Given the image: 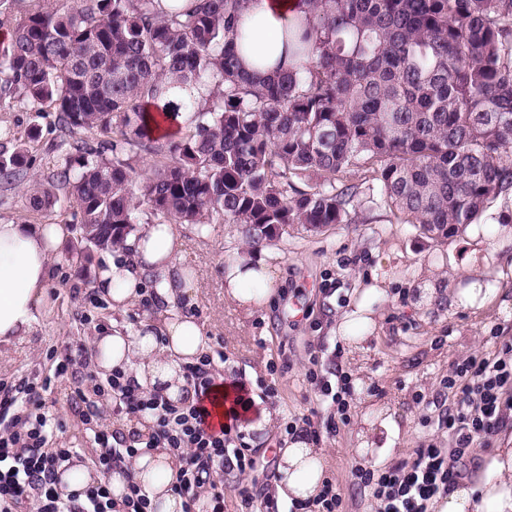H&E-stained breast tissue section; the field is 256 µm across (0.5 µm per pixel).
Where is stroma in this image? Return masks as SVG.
<instances>
[{
    "mask_svg": "<svg viewBox=\"0 0 512 512\" xmlns=\"http://www.w3.org/2000/svg\"><path fill=\"white\" fill-rule=\"evenodd\" d=\"M91 139L81 129L60 136L53 105L35 112L13 102L0 104V151L12 152L17 142H25L30 177L47 180L59 154ZM506 211L512 213V198L498 199L476 225L441 241L421 234L414 225L400 223L377 191L362 190L357 223L336 224L318 232L294 225L268 244L280 286L268 306L250 314L224 299V261L246 245L239 226L212 225L202 239L196 226L180 225L188 262L198 274L193 295L182 311L195 317L205 335L223 340L227 357L223 372L252 385L267 378L270 364L288 362L285 372L276 377L277 398H256V410L248 415L253 422L258 409L278 413L272 430L244 436L256 453L258 467L243 477L225 474L226 498H233L241 482L267 493L276 450L286 438V422L317 404L319 394L305 380L311 368L321 374L343 368L354 383L348 423L335 434L323 435L320 443L324 474L339 487L344 512H375L370 491L355 485L352 476L355 466L370 467L376 460L373 452L361 449V433H368L375 446L392 445L395 460L407 457L425 437L447 447V433L422 426L423 412L416 398L433 399L441 379L452 373L456 362L486 349L489 337L512 336V265L498 257L477 263L471 260L478 244H496L512 237V226L500 221ZM0 219L63 224L71 234L79 232V218L72 206L62 201L48 210H33L22 184H0ZM473 278L499 288V301L481 309L429 302V282L441 280L453 293ZM326 283L333 284V291H323ZM373 284L386 289L388 301L375 314L378 327L367 350L328 336L326 321L351 304L357 289ZM80 285L67 249H60L53 260L47 306L37 313L26 336L0 346V380L10 381L34 369L52 372L50 350L90 344L99 327L114 323L136 329L149 311L139 301L124 313L113 311L103 297L89 302L79 294ZM46 409L64 424L57 435L59 445L79 449L81 459H88L93 435L68 391L48 396ZM380 409L396 420L397 439H390L383 430L368 432L367 419Z\"/></svg>",
    "mask_w": 512,
    "mask_h": 512,
    "instance_id": "stroma-1",
    "label": "stroma"
}]
</instances>
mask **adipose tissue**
Segmentation results:
<instances>
[{
	"instance_id": "1",
	"label": "adipose tissue",
	"mask_w": 512,
	"mask_h": 512,
	"mask_svg": "<svg viewBox=\"0 0 512 512\" xmlns=\"http://www.w3.org/2000/svg\"><path fill=\"white\" fill-rule=\"evenodd\" d=\"M296 0H252L245 15L241 54L246 68L258 75L273 69L288 54L285 35L297 21ZM69 231L62 224L0 222V344L25 334L38 309L47 304L51 262ZM152 281L159 312L140 321L136 330L98 333L92 345L104 371L133 375L145 388H162L172 400L186 398L184 365L195 362L206 348L202 326L181 314L179 303L190 296L194 279L185 264L183 241L175 225L147 224L126 241L121 255L109 257L99 269L96 289L124 312L137 300L145 281ZM278 286L277 274L256 251L243 249L224 263V297L253 312L269 304ZM386 297L377 285L364 288L352 310L330 328L332 335L364 342L373 328V306ZM180 464L168 449L157 448L112 470L113 497L128 483L149 496L155 512H182L172 487ZM273 485L283 500H313L323 481L322 452L304 437L283 448ZM433 512H512V447L496 449L483 477L461 483L449 496L435 499Z\"/></svg>"
}]
</instances>
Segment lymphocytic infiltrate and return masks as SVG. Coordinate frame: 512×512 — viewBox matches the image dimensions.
<instances>
[{
    "label": "lymphocytic infiltrate",
    "instance_id": "lymphocytic-infiltrate-1",
    "mask_svg": "<svg viewBox=\"0 0 512 512\" xmlns=\"http://www.w3.org/2000/svg\"><path fill=\"white\" fill-rule=\"evenodd\" d=\"M225 360L223 350L210 348L198 362L184 366L183 378L195 395L191 403L171 400L162 390L147 389L133 377L114 374L107 383L113 417L151 421L147 434L128 441L116 439L101 426V401L78 393L84 404L82 416L95 428L93 462L101 478L96 485L67 495L58 490L60 476L78 452L55 447L60 424L47 416L42 394L54 379L67 375L72 354L59 359L52 374L1 380L0 512H152L139 486L129 484L117 501L109 483L114 464L158 447L171 449L182 464L172 487L183 500L182 512H224V472L245 475L258 466L251 450L241 443L238 416H230L218 432L206 422L204 402L214 385L212 370ZM306 380L322 399L330 400L335 412L325 416L319 409H310L292 417L285 432H301L317 442L322 433H336L348 421L354 388L351 378L340 370L328 377L311 369ZM434 407L424 421L447 431V448L425 438L408 458L388 467L353 469L358 485L371 490L377 512H429L431 501L447 495L461 479L459 461L472 458L476 448L493 447L500 433L512 428V336L496 337L490 349L458 362L444 379L443 397ZM235 498L237 512H343L342 495L330 481L324 483L316 501H297L287 509L273 498H257L247 485L236 488Z\"/></svg>",
    "mask_w": 512,
    "mask_h": 512
}]
</instances>
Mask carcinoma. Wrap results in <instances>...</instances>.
<instances>
[{
	"mask_svg": "<svg viewBox=\"0 0 512 512\" xmlns=\"http://www.w3.org/2000/svg\"><path fill=\"white\" fill-rule=\"evenodd\" d=\"M251 2L0 0L25 4L0 45V100L49 103L62 133L98 138L27 187L40 210L76 209L84 283L143 205L160 224H236L262 247L292 224L354 222L369 181L441 240L512 195V0H297L288 61L266 75L239 53ZM168 113L184 131L157 133ZM350 171L360 182L336 187ZM26 176L23 147L0 157L1 181Z\"/></svg>",
	"mask_w": 512,
	"mask_h": 512,
	"instance_id": "cac0c4a2",
	"label": "carcinoma"
}]
</instances>
